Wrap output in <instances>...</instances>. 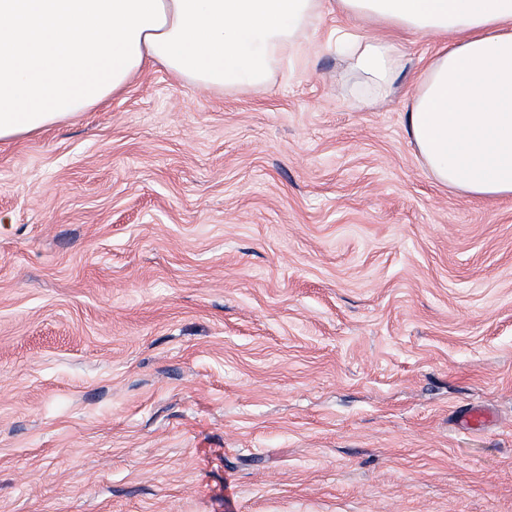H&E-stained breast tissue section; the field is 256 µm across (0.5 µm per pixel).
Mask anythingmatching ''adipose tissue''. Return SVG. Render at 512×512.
Wrapping results in <instances>:
<instances>
[{
  "mask_svg": "<svg viewBox=\"0 0 512 512\" xmlns=\"http://www.w3.org/2000/svg\"><path fill=\"white\" fill-rule=\"evenodd\" d=\"M326 0H0V139L49 127L161 66L205 90L264 85ZM379 27L342 31L379 93L402 40L433 36L405 114L432 177L474 199L512 197V0H336Z\"/></svg>",
  "mask_w": 512,
  "mask_h": 512,
  "instance_id": "1",
  "label": "adipose tissue"
}]
</instances>
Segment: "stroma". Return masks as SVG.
I'll use <instances>...</instances> for the list:
<instances>
[{
    "label": "stroma",
    "instance_id": "35a3bbf8",
    "mask_svg": "<svg viewBox=\"0 0 512 512\" xmlns=\"http://www.w3.org/2000/svg\"><path fill=\"white\" fill-rule=\"evenodd\" d=\"M349 24L0 140V512H512V198L406 132L435 41L371 105Z\"/></svg>",
    "mask_w": 512,
    "mask_h": 512
}]
</instances>
